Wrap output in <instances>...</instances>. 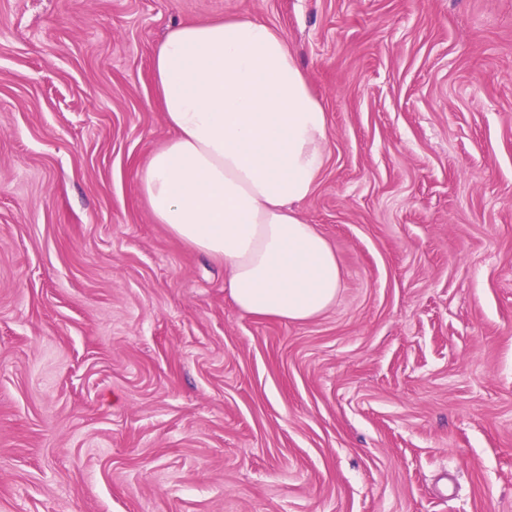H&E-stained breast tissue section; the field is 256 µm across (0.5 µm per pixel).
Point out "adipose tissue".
Wrapping results in <instances>:
<instances>
[{
  "label": "adipose tissue",
  "instance_id": "obj_1",
  "mask_svg": "<svg viewBox=\"0 0 512 512\" xmlns=\"http://www.w3.org/2000/svg\"><path fill=\"white\" fill-rule=\"evenodd\" d=\"M152 68L172 132L138 174L153 221L223 261L245 313L320 315L341 268L297 207L324 167L328 121L284 34L247 16L180 24Z\"/></svg>",
  "mask_w": 512,
  "mask_h": 512
}]
</instances>
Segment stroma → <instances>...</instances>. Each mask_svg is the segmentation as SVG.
<instances>
[{"label":"stroma","instance_id":"35a3bbf8","mask_svg":"<svg viewBox=\"0 0 512 512\" xmlns=\"http://www.w3.org/2000/svg\"><path fill=\"white\" fill-rule=\"evenodd\" d=\"M240 15L327 112L301 323L138 189L155 47ZM0 512H512V0H0Z\"/></svg>","mask_w":512,"mask_h":512}]
</instances>
